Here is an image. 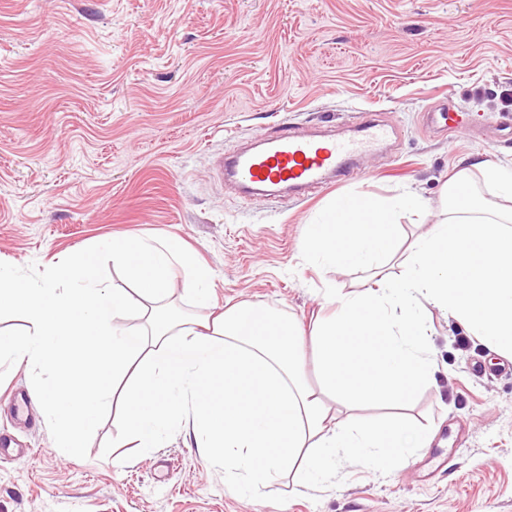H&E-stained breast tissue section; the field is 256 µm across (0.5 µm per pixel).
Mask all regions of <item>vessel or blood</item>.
<instances>
[{
	"label": "vessel or blood",
	"mask_w": 512,
	"mask_h": 512,
	"mask_svg": "<svg viewBox=\"0 0 512 512\" xmlns=\"http://www.w3.org/2000/svg\"><path fill=\"white\" fill-rule=\"evenodd\" d=\"M424 118L427 125L454 130L490 131L498 125L480 113L450 108L427 109ZM393 134L392 127L376 119L364 122L348 137L290 128L265 137L256 149L226 155L222 168L244 196L283 188H326L349 175L357 157L378 150Z\"/></svg>",
	"instance_id": "obj_1"
}]
</instances>
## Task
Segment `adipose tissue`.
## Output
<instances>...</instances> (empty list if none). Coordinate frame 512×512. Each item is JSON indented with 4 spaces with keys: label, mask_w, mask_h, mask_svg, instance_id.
I'll use <instances>...</instances> for the list:
<instances>
[{
    "label": "adipose tissue",
    "mask_w": 512,
    "mask_h": 512,
    "mask_svg": "<svg viewBox=\"0 0 512 512\" xmlns=\"http://www.w3.org/2000/svg\"><path fill=\"white\" fill-rule=\"evenodd\" d=\"M478 169L491 197L444 209L441 222L410 245L401 276L379 274L308 332L250 302L206 322L173 318L165 302L177 276L201 306L209 303L210 277L175 241L113 242L125 288L102 283L92 253L39 281L0 266V311L25 321L20 336L0 339V364L48 372L46 417L70 457L117 401L126 419L119 445L148 453L168 435L189 432L243 494L260 495L285 475L308 485L348 458L390 468L425 447L431 430L403 414L379 425L336 423L329 404L402 405L429 380L423 304L512 358V209L500 207L512 200V166ZM420 207L412 190L392 202H334L308 225L307 246L326 267L374 265L396 252L399 211ZM309 345L323 382L318 391L304 369Z\"/></svg>",
    "instance_id": "ef3b65f1"
}]
</instances>
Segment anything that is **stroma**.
Listing matches in <instances>:
<instances>
[{"mask_svg": "<svg viewBox=\"0 0 512 512\" xmlns=\"http://www.w3.org/2000/svg\"><path fill=\"white\" fill-rule=\"evenodd\" d=\"M431 104L512 113V0H0V265L30 280L92 252L122 288L112 240L175 236L212 273L209 310L176 281L184 315L249 301L309 327L327 289L370 276L314 265L303 228L329 203L415 189L425 209L402 213L408 242L457 168L512 162V129H431ZM370 115L396 139L305 199L247 201L216 175L254 136L341 133ZM424 312L434 382L406 412L434 437L397 469L349 459L251 500L186 432L146 455L116 448L125 421L110 408L69 459L42 401L27 423L0 401V433L34 451L24 467L0 459V512H512V359Z\"/></svg>", "mask_w": 512, "mask_h": 512, "instance_id": "obj_1", "label": "stroma"}]
</instances>
